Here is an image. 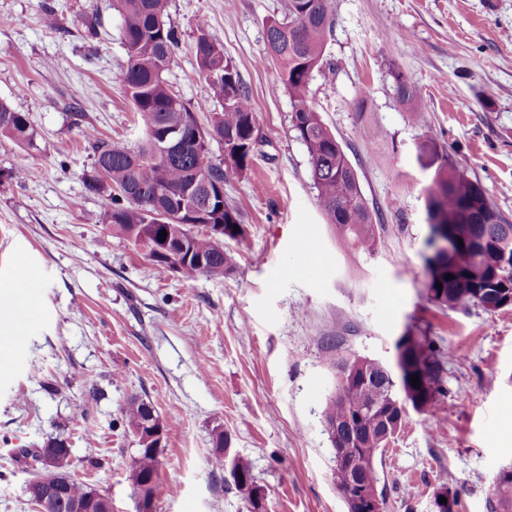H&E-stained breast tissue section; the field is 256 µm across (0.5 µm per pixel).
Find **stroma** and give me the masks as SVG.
<instances>
[{
	"label": "stroma",
	"mask_w": 512,
	"mask_h": 512,
	"mask_svg": "<svg viewBox=\"0 0 512 512\" xmlns=\"http://www.w3.org/2000/svg\"><path fill=\"white\" fill-rule=\"evenodd\" d=\"M285 0H169L181 44L165 73L187 103L210 96L191 46L206 28L247 87L262 140L225 202L245 236L232 269L186 280L90 223L97 198L85 128L119 146L143 138L117 74L126 57L112 0H0V100L28 114L32 145L0 138V512H35L18 448L58 438L72 473L135 512L137 442L127 400L167 424L155 512H247L214 469L215 434L249 463L267 512H347L333 481L323 411L337 385L329 355L390 362L410 333L440 340L447 397L407 409L382 454L383 512H487L512 467V307L448 309L425 290V198L438 167L479 181L512 220V0H331L326 55L311 95L378 211L377 254L347 251L325 224L296 139L290 98L267 58ZM54 11L55 26L45 22ZM95 14L96 34L82 26ZM419 91L408 111L395 74ZM379 126L378 146L360 135ZM82 421H74L76 412Z\"/></svg>",
	"instance_id": "1"
}]
</instances>
